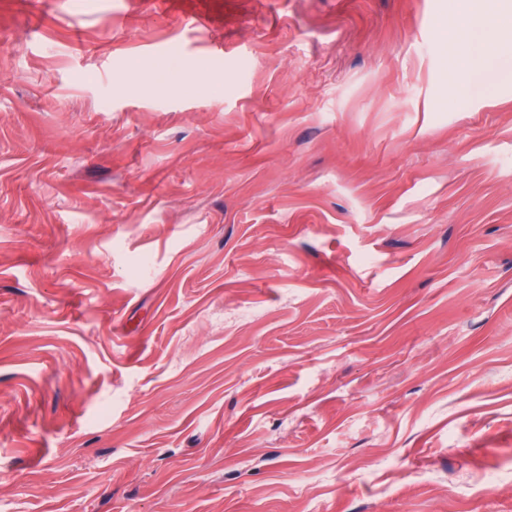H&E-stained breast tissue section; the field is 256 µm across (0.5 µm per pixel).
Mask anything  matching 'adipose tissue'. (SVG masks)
Wrapping results in <instances>:
<instances>
[{
	"instance_id": "ef3b65f1",
	"label": "adipose tissue",
	"mask_w": 512,
	"mask_h": 512,
	"mask_svg": "<svg viewBox=\"0 0 512 512\" xmlns=\"http://www.w3.org/2000/svg\"><path fill=\"white\" fill-rule=\"evenodd\" d=\"M512 32V9L502 11L498 17L495 29H484L481 17L474 8V0H458L455 15L448 24L449 42L465 41L468 49L458 56L449 73L448 89L457 99L467 96V86L462 78L484 60L485 48L493 41L498 33Z\"/></svg>"
}]
</instances>
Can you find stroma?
Listing matches in <instances>:
<instances>
[{
  "label": "stroma",
  "mask_w": 512,
  "mask_h": 512,
  "mask_svg": "<svg viewBox=\"0 0 512 512\" xmlns=\"http://www.w3.org/2000/svg\"><path fill=\"white\" fill-rule=\"evenodd\" d=\"M453 12L0 0V512H512V42L453 98Z\"/></svg>",
  "instance_id": "35a3bbf8"
}]
</instances>
